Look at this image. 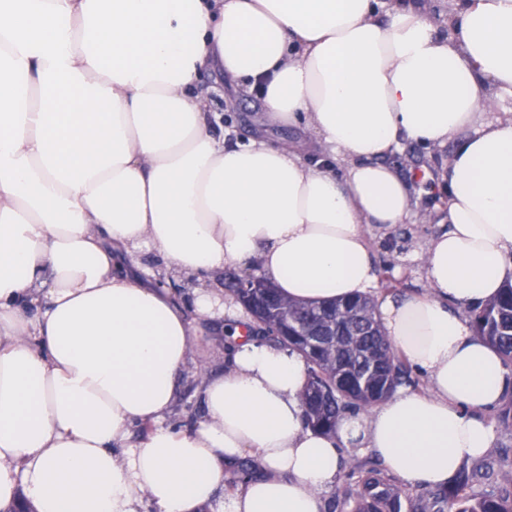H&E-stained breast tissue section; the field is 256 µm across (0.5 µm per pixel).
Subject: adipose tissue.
Instances as JSON below:
<instances>
[{
  "label": "adipose tissue",
  "mask_w": 512,
  "mask_h": 512,
  "mask_svg": "<svg viewBox=\"0 0 512 512\" xmlns=\"http://www.w3.org/2000/svg\"><path fill=\"white\" fill-rule=\"evenodd\" d=\"M259 98L322 156L224 142L203 75ZM512 0H0V512H325L343 448L443 488L495 436L485 414L512 369L465 314L512 284ZM450 145L448 227L425 253V295L380 293L366 226L414 218L387 162ZM343 174H336V164ZM216 280L258 260L294 301L373 297L393 347L424 376L334 433L304 423V359L224 332L193 429L167 419L223 289L194 316L118 252ZM150 430L132 439L134 426ZM250 457L261 477L226 491Z\"/></svg>",
  "instance_id": "obj_1"
}]
</instances>
